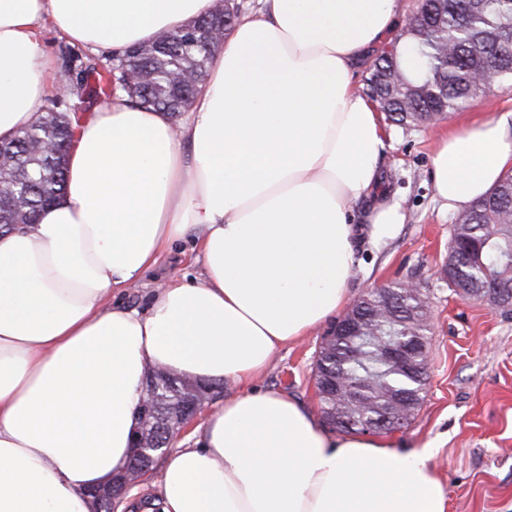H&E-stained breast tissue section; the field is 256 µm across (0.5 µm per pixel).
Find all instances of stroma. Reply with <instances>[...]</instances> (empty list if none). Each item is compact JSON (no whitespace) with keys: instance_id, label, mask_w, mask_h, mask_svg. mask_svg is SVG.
Here are the masks:
<instances>
[{"instance_id":"35a3bbf8","label":"stroma","mask_w":512,"mask_h":512,"mask_svg":"<svg viewBox=\"0 0 512 512\" xmlns=\"http://www.w3.org/2000/svg\"><path fill=\"white\" fill-rule=\"evenodd\" d=\"M512 121V88L494 86L462 111L429 128L388 126L383 167L403 206L400 236L383 252L356 251L351 299L395 281H416L429 294L432 333L423 402L408 426L383 438L406 452L430 442L432 465L447 492V512H512V314L449 290L437 271L448 255L450 217L436 202L431 156L438 138L488 116ZM193 242L172 252L143 283L115 294L125 308L141 309L152 288L200 271ZM326 326L275 355L257 387L280 389L318 411L314 363Z\"/></svg>"}]
</instances>
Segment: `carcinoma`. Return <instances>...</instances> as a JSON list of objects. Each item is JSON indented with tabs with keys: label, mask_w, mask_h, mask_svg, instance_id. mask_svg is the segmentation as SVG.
Instances as JSON below:
<instances>
[{
	"label": "carcinoma",
	"mask_w": 512,
	"mask_h": 512,
	"mask_svg": "<svg viewBox=\"0 0 512 512\" xmlns=\"http://www.w3.org/2000/svg\"><path fill=\"white\" fill-rule=\"evenodd\" d=\"M243 10L239 0H229L224 15L231 24L223 25L212 13L201 19L229 30ZM219 47L218 42L199 45L187 27L162 31L122 53L128 67L141 75L130 89L121 76L112 74V61L70 48L64 51L61 78L69 87L65 102L51 100L27 127V134L0 144V228L35 220L62 192L67 155L83 112L119 88L143 107L169 116L181 113L206 75L210 53ZM405 51L421 58L420 70L403 69ZM179 71L190 79L173 90L170 75ZM479 74L512 86V0H416L400 33L376 52L366 95L397 127L429 126L466 108L482 93ZM450 241L455 247L448 250L444 263L448 288L476 301L489 292L487 304L512 311L498 299L499 289H512V172L453 215ZM422 306L423 294L408 290L404 282H392L384 291L356 301L354 310L369 334L321 347L319 371L342 382L340 388L319 392L321 413L334 408L340 394L350 388L365 387L374 400L391 389L413 394L425 389L426 379L380 359L372 334L390 325L395 336L410 329L428 339L429 318ZM145 388L152 389L153 401L139 429L147 446L162 448L165 438L159 424L186 397H199L201 392L191 380L161 368L149 374Z\"/></svg>",
	"instance_id": "carcinoma-1"
}]
</instances>
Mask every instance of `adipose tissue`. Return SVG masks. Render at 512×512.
Segmentation results:
<instances>
[{
  "label": "adipose tissue",
  "mask_w": 512,
  "mask_h": 512,
  "mask_svg": "<svg viewBox=\"0 0 512 512\" xmlns=\"http://www.w3.org/2000/svg\"><path fill=\"white\" fill-rule=\"evenodd\" d=\"M261 2L184 118L115 92L77 127L60 199L0 232V512H88L84 490L127 464L151 368L230 393L124 512H446L433 444L339 436L248 386L347 305L360 241L385 246L406 220L382 188V114L351 79L396 30L397 0ZM215 4L0 0V141L50 93L45 28L120 54ZM432 167L437 199L460 210L512 168V135L493 116L462 125ZM189 238L197 277L140 311L113 304Z\"/></svg>",
  "instance_id": "obj_1"
}]
</instances>
